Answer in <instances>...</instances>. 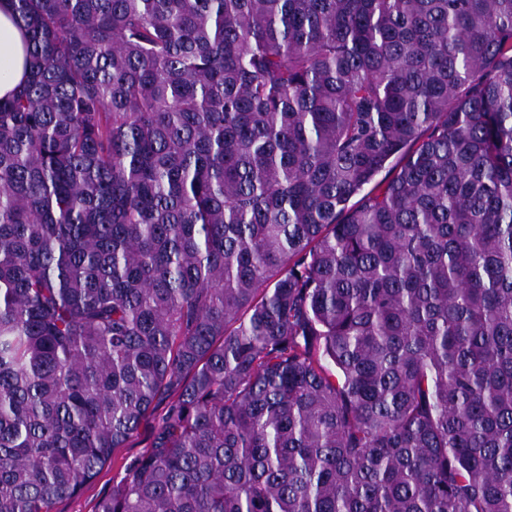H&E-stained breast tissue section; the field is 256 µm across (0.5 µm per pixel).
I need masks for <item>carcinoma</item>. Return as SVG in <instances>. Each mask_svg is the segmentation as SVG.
<instances>
[{"label":"carcinoma","instance_id":"carcinoma-1","mask_svg":"<svg viewBox=\"0 0 512 512\" xmlns=\"http://www.w3.org/2000/svg\"><path fill=\"white\" fill-rule=\"evenodd\" d=\"M13 2L0 512H512V0ZM164 403L153 417L144 422L139 434L126 444L116 448L98 476L76 496L57 502L51 512H95L99 499L112 489V483L120 480L131 463L149 447L152 432L158 427Z\"/></svg>","mask_w":512,"mask_h":512}]
</instances>
